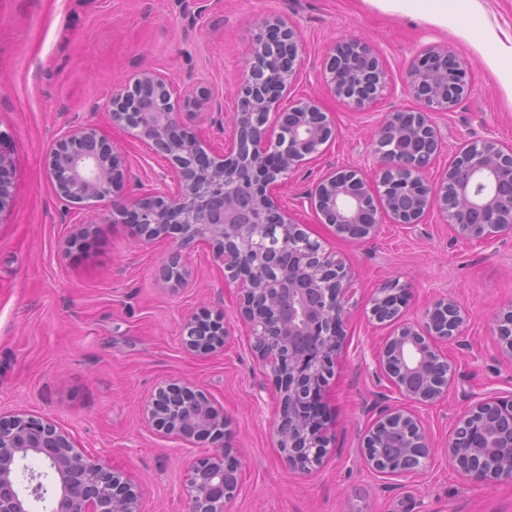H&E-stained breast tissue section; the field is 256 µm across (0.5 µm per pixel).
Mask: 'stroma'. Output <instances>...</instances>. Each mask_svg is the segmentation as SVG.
I'll return each instance as SVG.
<instances>
[{
	"mask_svg": "<svg viewBox=\"0 0 512 512\" xmlns=\"http://www.w3.org/2000/svg\"><path fill=\"white\" fill-rule=\"evenodd\" d=\"M280 14L297 26L302 70L294 97H313L338 135L318 160L279 190L310 238L350 267L353 294L346 336L325 398L331 442L323 462L302 475L275 446V388L237 316V289L206 246L183 250L193 272L186 286L161 281L173 238L138 243L111 206L66 204L46 169L52 143L77 124L95 125L127 161L124 195L178 177L168 162L123 127L104 103L136 72L165 73L181 90L206 88L222 113L183 115L208 152L233 145L230 115L245 51L258 18ZM368 42L388 72L384 97L359 112L327 92L326 51L348 37ZM455 50L472 91L435 121L445 145L434 172L465 139L512 144V0H461L459 18L442 27L385 11L374 0H0V133L11 145L13 186L0 212V413L22 411L56 422L75 447L122 471L141 491L143 512H188L192 463L206 442L173 439L149 428L144 404L165 381H189L223 409L226 441L241 469L228 512H512V480L477 485L437 456L422 473L388 477L363 459V436L384 387L375 360L388 328L370 319L377 288L407 286L408 320L437 297L468 313L461 340L446 345L460 382L417 414L434 447H444L472 397L512 394V364L496 348L493 320L512 305V239L490 244L455 238L438 214L417 224L383 223L374 240L356 243L305 205L301 194L326 170H371V138L386 112L410 110L404 92L416 58L434 45ZM95 225L80 246V224ZM223 314L230 338L208 356L188 352L184 321Z\"/></svg>",
	"mask_w": 512,
	"mask_h": 512,
	"instance_id": "1",
	"label": "stroma"
}]
</instances>
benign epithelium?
Wrapping results in <instances>:
<instances>
[{"instance_id":"benign-epithelium-1","label":"benign epithelium","mask_w":512,"mask_h":512,"mask_svg":"<svg viewBox=\"0 0 512 512\" xmlns=\"http://www.w3.org/2000/svg\"><path fill=\"white\" fill-rule=\"evenodd\" d=\"M295 27L278 16L258 26L248 67L236 94L235 147L210 155L197 132L181 121L182 111L201 108L204 92L173 96L169 77L143 70L112 94L106 105L112 122L132 131L162 156L179 177L176 192L151 190L126 200L119 212L140 228L139 239L179 233L176 249L205 244L237 283L239 311L250 324L253 350L274 380L279 416L274 434L286 466L308 473L327 455L329 436L320 405L328 376L345 336L352 273L310 239L280 207L276 189L288 176L322 155L337 131L313 99L279 109L301 65ZM270 71L259 76L257 57ZM329 93L357 110L376 103L386 88L378 54L357 37L330 48L322 63ZM471 90L465 65L446 45L430 50L410 71L405 93L412 110L385 114L375 131L372 178L354 169L329 170L305 191L325 223L348 240L375 238L387 218L417 224L438 212L464 240L512 238V146L492 138L462 144L436 180L429 169L441 148L433 113L448 112ZM154 101L137 124L126 120L131 98ZM48 172L65 201L90 205L120 199L126 161L90 124L73 126L49 149ZM10 157L0 146V211L9 199ZM190 272L171 254L161 279L184 284ZM371 315L380 324H398L376 360V377L399 396L381 408L364 436V460L394 477L427 467L437 449L417 408L443 399L454 385L456 366L437 346L463 335L466 317L451 298L436 300L421 322L403 323L406 289L378 288ZM502 357L512 361V305L495 323ZM184 346L199 355L224 347V316H192L183 325ZM144 423L181 440L209 441L215 451L194 463L188 489L189 512H226L240 481L239 467L224 447L226 419L189 382L160 385L142 412ZM443 454L448 464L475 483L512 480V395L485 396L454 421ZM35 455L45 473H29V493L19 487L23 461ZM51 496L50 512H142L140 492L110 465L78 451L70 435L49 419L22 412L0 415V512H32Z\"/></svg>"}]
</instances>
